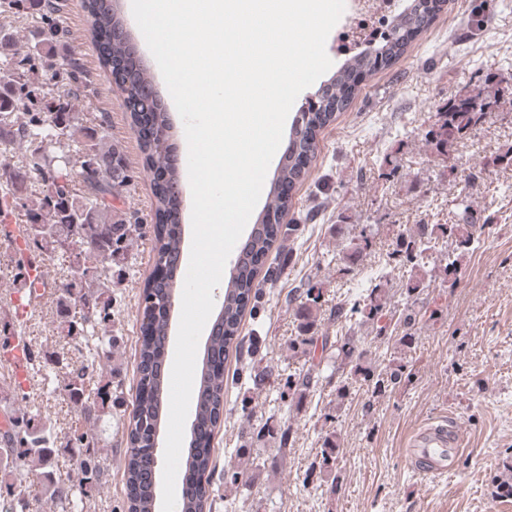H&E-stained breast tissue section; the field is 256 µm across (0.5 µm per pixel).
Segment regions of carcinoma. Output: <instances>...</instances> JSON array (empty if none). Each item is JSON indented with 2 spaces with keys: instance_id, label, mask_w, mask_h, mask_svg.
Instances as JSON below:
<instances>
[{
  "instance_id": "carcinoma-1",
  "label": "carcinoma",
  "mask_w": 512,
  "mask_h": 512,
  "mask_svg": "<svg viewBox=\"0 0 512 512\" xmlns=\"http://www.w3.org/2000/svg\"><path fill=\"white\" fill-rule=\"evenodd\" d=\"M426 0H411V3L397 15L387 34L378 44L360 51L336 69L327 81L322 97L336 92L334 106L322 112L300 114L302 132L291 139L288 153L280 159L275 180L293 184L299 181L303 172L298 168L297 157L315 155L318 131L327 125L337 112L346 109L348 101L346 88L367 77L376 70L389 65L405 50L412 35L426 28L431 16L424 6ZM88 31L92 39L107 50L102 63L110 66L112 56L131 57L126 43L114 39L113 31L118 23L114 0H87ZM44 55L58 58V63L69 72L79 69L80 63L61 41H51L44 48ZM129 101L150 89L149 77L144 72L135 74L130 81L120 84ZM498 93L464 96L448 102L434 114L435 121L426 133V144L434 154L447 157L448 147L468 129L484 121L487 111L500 107ZM16 98L13 84L0 82V140L7 144L32 143L35 139L59 138L63 135L71 142L84 145L101 167V177L85 174L80 189L69 187L66 177L57 171L52 182L55 190L42 185L43 198L40 206L26 210L24 224H29L45 209L54 212L55 223L61 236H68L72 217H78L81 224L79 252L69 255V266L64 269L65 283L56 297L57 330L66 339L86 344L89 353L87 363L74 367L56 353L43 355V367H59L66 370L63 391L83 419L92 425L112 420V414L124 405L123 397L113 390L112 354L118 337L112 335V273L104 266L115 267L117 282H122L129 242L134 229L125 219L114 213L112 203L100 197V182L118 181L126 183L129 178L128 165L123 153L114 147H106L98 131L83 124L80 113L73 111L69 104L53 108L46 105L26 113V120L18 121L15 115ZM168 117L164 112L153 116L151 136L141 140L152 170L167 169L166 189L155 196V212L161 223L153 225L156 258L161 265H168L180 251V239L173 232V226L180 223L182 201L176 190L181 174L168 163ZM14 194L25 193L32 180L42 177L41 171L27 165L13 171ZM291 200L283 197L278 190L271 189L265 208V216L288 213ZM478 217L471 203L462 199L455 204L454 219L449 224H420L414 230H397L392 235L389 254L397 264L410 268L405 284V295L411 296L425 282V259L440 251L444 262V282L456 280L460 260L474 251L480 243ZM296 224H271L261 222L255 225L249 243L250 257L238 267L236 275L228 278L224 289V303L211 336L197 396L193 407V427L198 432V441L186 461L187 469L197 477L193 493L177 501L178 512H206L211 496V476L214 470V448L212 436L224 414V361L230 349L240 350L243 340L239 339V326L244 313L257 315L261 306V291L256 284L258 259L265 256L279 240L284 241L296 235ZM369 244L366 231H361L356 242H349L342 253L336 254V265L350 272L357 264ZM80 261L92 273L83 279L73 277L72 264ZM175 285L168 279L150 278L143 289L144 303L142 339L139 349L137 394L127 426V461L125 465L128 489L127 512H155V484L152 481L157 468L152 448L151 432L140 427L141 420L148 422L158 416L160 405L167 399V380L162 378L159 367L162 361L163 344L168 335V317L154 309V299L174 294ZM325 291L322 284L310 282L307 287L295 290L289 301L296 303L297 336L288 342L292 358H304L301 368L288 373L285 386L295 399V406L304 404L317 385L315 375L325 369L336 376V398L343 401L356 385H365L374 394H382L390 386H396L410 376L406 365L393 363L385 371L374 370L367 360L366 352L359 349L358 340L352 336L331 339L326 333L318 334L322 302ZM388 294L384 275L372 274L368 287L351 301L338 302L331 309L330 316L338 322H360L372 325L376 335L387 333L385 321ZM96 383V398L86 396V380ZM19 430L15 433H0V489L5 490L7 499L3 504L9 512L21 509L30 512L32 505L42 506L50 501L57 508L69 502L71 487L55 478L53 463L61 455L73 461L74 476L85 495L100 489L102 482L101 449L92 430H75L59 440L50 422L39 414L16 409ZM289 429L263 424L250 437V442H273L278 451L286 449ZM341 453L337 433L327 432L320 437V450L310 466L311 472L331 479ZM254 449L236 450L237 463L224 472V482L230 485H245L249 468L254 466ZM26 472L36 477L32 486L18 482V475Z\"/></svg>"
}]
</instances>
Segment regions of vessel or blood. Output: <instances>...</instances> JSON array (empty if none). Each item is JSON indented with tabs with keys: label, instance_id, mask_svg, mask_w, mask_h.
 Masks as SVG:
<instances>
[{
	"label": "vessel or blood",
	"instance_id": "vessel-or-blood-1",
	"mask_svg": "<svg viewBox=\"0 0 512 512\" xmlns=\"http://www.w3.org/2000/svg\"><path fill=\"white\" fill-rule=\"evenodd\" d=\"M7 231L16 264L10 292L12 315L8 319L9 326L13 327L25 320L36 303L44 297L48 275L42 263L26 258L21 225H8ZM28 348L27 338L16 335L10 337L8 347L0 350V368L6 372L7 385H28ZM461 451L462 440L455 425L429 424L414 433L407 443L408 467L418 476L439 480L455 471Z\"/></svg>",
	"mask_w": 512,
	"mask_h": 512
}]
</instances>
